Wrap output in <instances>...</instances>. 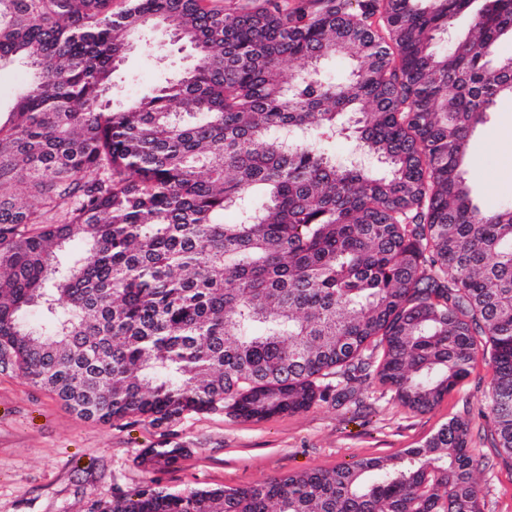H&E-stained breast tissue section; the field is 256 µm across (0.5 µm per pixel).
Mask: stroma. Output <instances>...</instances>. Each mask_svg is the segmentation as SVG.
I'll use <instances>...</instances> for the list:
<instances>
[{
    "label": "stroma",
    "mask_w": 512,
    "mask_h": 512,
    "mask_svg": "<svg viewBox=\"0 0 512 512\" xmlns=\"http://www.w3.org/2000/svg\"><path fill=\"white\" fill-rule=\"evenodd\" d=\"M194 62L189 46L159 30L149 33L115 72L112 107L151 94ZM466 170L482 208L512 200V97L499 99L490 122L475 132ZM494 378L490 360L477 359L469 376L426 412L402 406L370 378L354 399L305 412L264 419L224 410L191 412L154 426L81 418L20 372L0 371V512H92L96 503L147 482L179 493L333 469L417 447L454 418L470 422L482 512H512V460L500 456L481 413ZM167 441L184 444L186 456L172 466L143 470L142 450Z\"/></svg>",
    "instance_id": "obj_1"
}]
</instances>
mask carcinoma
Segmentation results:
<instances>
[{"label":"carcinoma","mask_w":512,"mask_h":512,"mask_svg":"<svg viewBox=\"0 0 512 512\" xmlns=\"http://www.w3.org/2000/svg\"><path fill=\"white\" fill-rule=\"evenodd\" d=\"M112 2L0 0V61L34 70L0 124V368L87 419L162 426L302 412L369 377L425 412L482 353L512 460V204L480 208L463 168L512 95L496 51L512 0ZM151 22L196 63L114 110L113 74ZM329 57L353 62L348 78L323 74ZM347 131L386 174L323 145ZM468 437L455 418L397 457L144 485L96 512H482Z\"/></svg>","instance_id":"obj_1"}]
</instances>
